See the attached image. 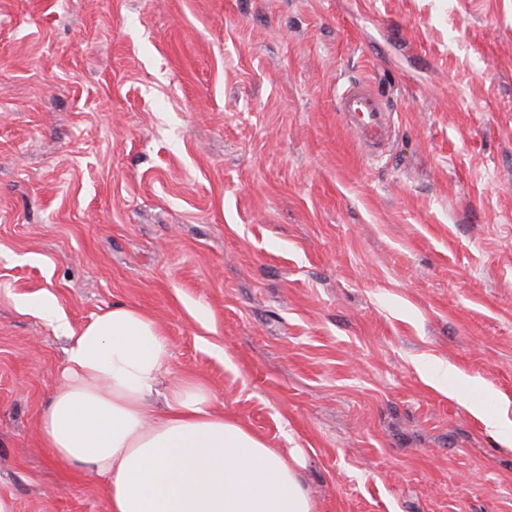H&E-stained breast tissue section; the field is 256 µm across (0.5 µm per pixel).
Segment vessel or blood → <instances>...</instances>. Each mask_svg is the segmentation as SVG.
<instances>
[{
  "label": "vessel or blood",
  "mask_w": 512,
  "mask_h": 512,
  "mask_svg": "<svg viewBox=\"0 0 512 512\" xmlns=\"http://www.w3.org/2000/svg\"><path fill=\"white\" fill-rule=\"evenodd\" d=\"M336 110L370 152L385 153L393 136L382 97L367 82L352 81L336 98Z\"/></svg>",
  "instance_id": "vessel-or-blood-1"
}]
</instances>
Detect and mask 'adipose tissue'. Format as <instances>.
<instances>
[{
    "label": "adipose tissue",
    "instance_id": "1",
    "mask_svg": "<svg viewBox=\"0 0 512 512\" xmlns=\"http://www.w3.org/2000/svg\"><path fill=\"white\" fill-rule=\"evenodd\" d=\"M53 460L104 480L110 512H318L302 457L216 412L173 373L157 323L117 305L71 335L40 421Z\"/></svg>",
    "mask_w": 512,
    "mask_h": 512
}]
</instances>
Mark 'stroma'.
I'll return each mask as SVG.
<instances>
[{
    "label": "stroma",
    "mask_w": 512,
    "mask_h": 512,
    "mask_svg": "<svg viewBox=\"0 0 512 512\" xmlns=\"http://www.w3.org/2000/svg\"><path fill=\"white\" fill-rule=\"evenodd\" d=\"M47 292L154 319L319 512H512V0H0V512H109L40 438ZM336 110L371 153L387 151L393 136L387 106L366 81H350L336 98Z\"/></svg>",
    "instance_id": "1"
}]
</instances>
